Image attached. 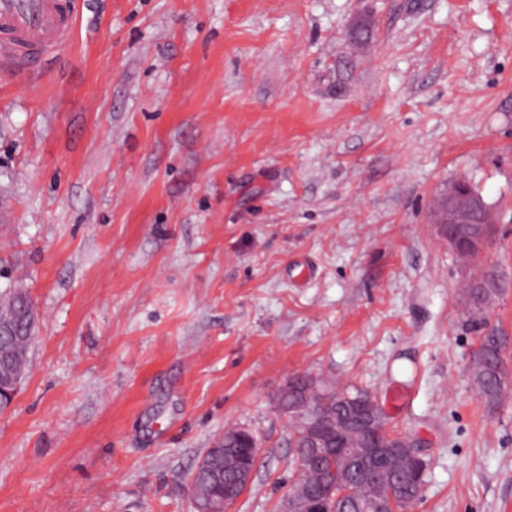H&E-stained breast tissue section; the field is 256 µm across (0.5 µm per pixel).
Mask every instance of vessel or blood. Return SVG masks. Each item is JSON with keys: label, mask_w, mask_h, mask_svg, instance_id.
I'll return each instance as SVG.
<instances>
[{"label": "vessel or blood", "mask_w": 512, "mask_h": 512, "mask_svg": "<svg viewBox=\"0 0 512 512\" xmlns=\"http://www.w3.org/2000/svg\"><path fill=\"white\" fill-rule=\"evenodd\" d=\"M75 21L74 0H0V63L29 67L67 44Z\"/></svg>", "instance_id": "1"}]
</instances>
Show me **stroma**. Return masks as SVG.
Returning <instances> with one entry per match:
<instances>
[{
  "mask_svg": "<svg viewBox=\"0 0 512 512\" xmlns=\"http://www.w3.org/2000/svg\"><path fill=\"white\" fill-rule=\"evenodd\" d=\"M77 10L68 46L0 71V289L38 316L0 512H195L238 426L260 447L229 512H282L297 373L424 440L413 512H512V397L471 386V268L433 225L466 179L498 217L480 264L512 276V0ZM246 437L244 442L237 445L238 448H228L230 457L251 455L254 448H258V438L254 433H250L242 427L228 428L224 431L223 445L219 448H209L206 450L200 461L192 472L191 488L193 494L194 507L196 512H202L203 506L220 503L224 500L225 504L232 498V491L224 492V483H234L236 472L233 467L224 466V445L237 441L240 436ZM220 439V440H221Z\"/></svg>",
  "mask_w": 512,
  "mask_h": 512,
  "instance_id": "obj_1",
  "label": "stroma"
}]
</instances>
